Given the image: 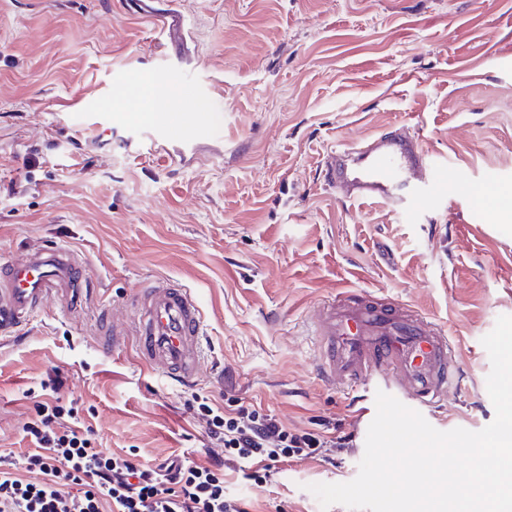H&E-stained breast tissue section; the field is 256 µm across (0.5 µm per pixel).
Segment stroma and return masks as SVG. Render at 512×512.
<instances>
[{
    "instance_id": "35a3bbf8",
    "label": "stroma",
    "mask_w": 512,
    "mask_h": 512,
    "mask_svg": "<svg viewBox=\"0 0 512 512\" xmlns=\"http://www.w3.org/2000/svg\"><path fill=\"white\" fill-rule=\"evenodd\" d=\"M178 13L179 36L154 18ZM195 82L218 137L149 148L127 121L143 84ZM462 184L417 213L362 205L325 179L333 150L391 127ZM512 0H0V261L53 239L86 268L79 308L50 300L0 336V448L23 456L41 383L59 378L104 448L156 463L223 457L192 392L261 407L285 426L350 436L328 461L275 469L258 488L226 471L246 512L322 509L312 483L354 479L362 392L316 370L317 305L349 289L442 327L460 379L427 416L478 431L495 418L481 340L512 315ZM189 288L204 316L193 387L143 368L127 336L98 347L152 279Z\"/></svg>"
}]
</instances>
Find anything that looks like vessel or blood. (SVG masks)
<instances>
[{"label":"vessel or blood","mask_w":512,"mask_h":512,"mask_svg":"<svg viewBox=\"0 0 512 512\" xmlns=\"http://www.w3.org/2000/svg\"><path fill=\"white\" fill-rule=\"evenodd\" d=\"M146 123L169 140L213 131L206 112H151ZM424 158L418 139L402 130L336 150L328 158L326 178L353 200L419 210L430 197L461 189L459 182L435 172L418 183ZM81 268L75 254L59 243L1 262L0 327L21 325L50 297L78 301ZM130 330L140 365L175 382L191 383L199 377L204 321L190 289L154 281L136 296L123 327L113 328L106 346H116ZM312 334L321 373L338 390L355 391L380 378L387 394L423 414L458 385L457 352L446 334L407 307L369 299L353 302L339 295L319 304Z\"/></svg>","instance_id":"b4317fda"}]
</instances>
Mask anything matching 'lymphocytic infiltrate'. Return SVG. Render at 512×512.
<instances>
[{
    "label": "lymphocytic infiltrate",
    "mask_w": 512,
    "mask_h": 512,
    "mask_svg": "<svg viewBox=\"0 0 512 512\" xmlns=\"http://www.w3.org/2000/svg\"><path fill=\"white\" fill-rule=\"evenodd\" d=\"M191 408L224 449L223 460L208 467L181 459L151 465L133 451H104L92 435L76 432L77 410L39 403L25 429L35 449L23 464L42 479L1 470L0 512H240L224 493L225 465L260 488L276 466L326 459L349 443L330 429L292 430L262 410L227 408L206 395H194Z\"/></svg>",
    "instance_id": "1"
}]
</instances>
